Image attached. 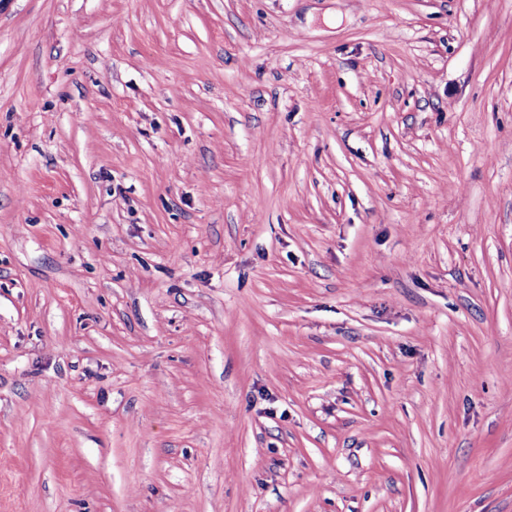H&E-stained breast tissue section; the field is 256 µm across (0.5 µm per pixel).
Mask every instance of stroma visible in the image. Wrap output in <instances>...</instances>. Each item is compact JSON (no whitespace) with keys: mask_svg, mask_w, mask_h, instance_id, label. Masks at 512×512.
Listing matches in <instances>:
<instances>
[{"mask_svg":"<svg viewBox=\"0 0 512 512\" xmlns=\"http://www.w3.org/2000/svg\"><path fill=\"white\" fill-rule=\"evenodd\" d=\"M0 512H512V0H0Z\"/></svg>","mask_w":512,"mask_h":512,"instance_id":"35a3bbf8","label":"stroma"}]
</instances>
